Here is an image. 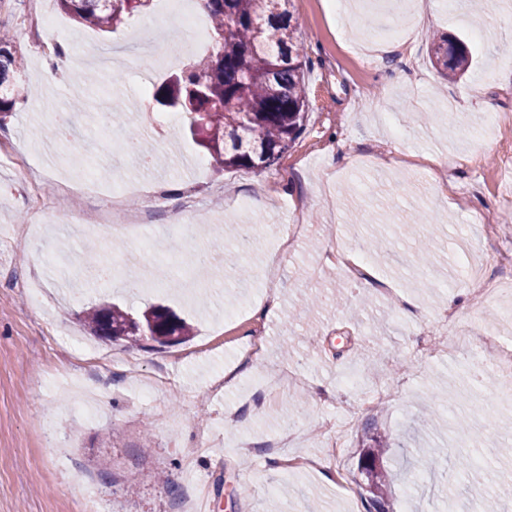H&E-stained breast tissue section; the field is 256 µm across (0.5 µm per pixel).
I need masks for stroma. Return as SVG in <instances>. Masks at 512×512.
<instances>
[{
  "label": "stroma",
  "mask_w": 512,
  "mask_h": 512,
  "mask_svg": "<svg viewBox=\"0 0 512 512\" xmlns=\"http://www.w3.org/2000/svg\"><path fill=\"white\" fill-rule=\"evenodd\" d=\"M290 11L309 60L304 128L272 166L218 173L195 167L203 153L180 128L149 122L153 87L166 75L147 72L135 20L103 32L77 26L56 0L0 9L28 91L0 122V512H84L90 496L97 512H181L188 488L213 512H308L310 502L318 512H368L360 452L371 435L392 445L383 460L394 473L389 512H483L488 499L512 512V403L496 400L512 379L493 356L480 384L460 377L446 317L471 253L512 251V124L490 132L484 123L490 113L512 116V11L499 0H458L452 13L443 0H356L359 26L349 31L326 0H292ZM45 12L59 40L120 56L116 82L66 76L47 86L54 35ZM441 35L470 49L461 81L437 74L428 47ZM104 83L133 107L107 126L97 111L81 113L86 136L103 147L95 156L78 139H57L44 99L54 92L64 108L97 97ZM132 128L142 135L133 148ZM117 174L181 188L150 206L137 193L122 199L146 214L136 243L75 221L111 205ZM260 195L268 208L256 212L250 202ZM189 200L201 228L194 245L210 256L199 268L177 262L168 238ZM295 213L300 232L263 276L276 225ZM240 224L259 231L236 285L224 280V231ZM353 224L392 244L374 254L370 280L350 283L328 256ZM425 237L438 247L422 267L413 253ZM91 244L118 251L119 280L91 277ZM135 252L149 271L132 291ZM271 286L278 307L255 312ZM106 302L134 314L163 306L193 334L165 346L88 335L85 311ZM253 336L256 360L238 352ZM418 337L427 357L413 353ZM76 342L110 355L109 370L78 361ZM129 354L141 377L125 367ZM230 367L238 379L228 390ZM351 372L361 387L344 385ZM144 379L158 383L146 400ZM380 391L384 399L368 404ZM296 396L299 415L288 405ZM462 456L470 470L449 481Z\"/></svg>",
  "instance_id": "obj_1"
}]
</instances>
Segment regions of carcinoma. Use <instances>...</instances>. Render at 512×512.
<instances>
[{
	"label": "carcinoma",
	"mask_w": 512,
	"mask_h": 512,
	"mask_svg": "<svg viewBox=\"0 0 512 512\" xmlns=\"http://www.w3.org/2000/svg\"><path fill=\"white\" fill-rule=\"evenodd\" d=\"M74 21L113 31L144 15L128 0H57ZM291 0H206L205 11L214 31L212 53L193 59L154 89L155 101L182 114L198 146L222 169L267 168L298 137L308 111L304 70L308 60L295 36ZM440 75L453 80L466 70L470 53L464 42L441 37L431 42ZM21 59L8 35H0V117L13 112L24 97ZM164 308L138 316L114 304L91 309L85 324L94 336H116L137 342L145 333L152 340L179 342L190 326ZM381 448L362 449L372 465L365 473L375 512L388 486Z\"/></svg>",
	"instance_id": "carcinoma-1"
}]
</instances>
